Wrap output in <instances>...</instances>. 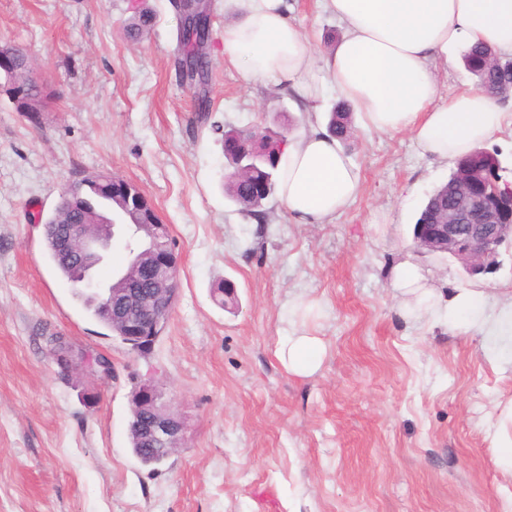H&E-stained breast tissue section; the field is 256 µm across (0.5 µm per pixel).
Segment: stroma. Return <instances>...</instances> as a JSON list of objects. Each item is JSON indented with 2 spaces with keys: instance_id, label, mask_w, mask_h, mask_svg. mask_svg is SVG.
I'll use <instances>...</instances> for the list:
<instances>
[{
  "instance_id": "obj_1",
  "label": "stroma",
  "mask_w": 512,
  "mask_h": 512,
  "mask_svg": "<svg viewBox=\"0 0 512 512\" xmlns=\"http://www.w3.org/2000/svg\"><path fill=\"white\" fill-rule=\"evenodd\" d=\"M290 19L329 52L336 20L317 0ZM154 23L137 39L138 12ZM238 14L213 0L206 53L209 127L174 67L169 0H0V45L25 46L53 98L38 118L0 96V512H512V327L461 332L448 296L512 302V251L468 277L421 252L413 226L451 163L411 135L355 127L344 151L361 174L355 201L328 224H296L278 198L259 224L224 194L217 125L326 121L337 99L300 112L287 91L248 83L224 62ZM137 185L180 259L177 294L151 353L108 337L76 303L44 247L38 216L79 176ZM410 260L432 285L425 303L392 285ZM235 284L227 309L211 296ZM318 338L309 376L276 357L283 336ZM102 353L112 376L67 373L46 338ZM153 377L186 422L157 469L131 451L136 380Z\"/></svg>"
}]
</instances>
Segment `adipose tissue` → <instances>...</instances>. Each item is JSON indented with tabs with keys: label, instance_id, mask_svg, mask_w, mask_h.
Instances as JSON below:
<instances>
[{
	"label": "adipose tissue",
	"instance_id": "ef3b65f1",
	"mask_svg": "<svg viewBox=\"0 0 512 512\" xmlns=\"http://www.w3.org/2000/svg\"><path fill=\"white\" fill-rule=\"evenodd\" d=\"M239 18L224 28V61L243 80L270 83L307 104L326 90L348 101L365 128L409 132L422 155L455 161L512 120L488 95L468 88L438 101V64L475 44L512 55V0H322L342 34L322 60L314 39L288 18L286 0H226ZM359 172L326 128L289 139L278 195L295 223L326 224L359 194ZM320 342L283 337L277 357L313 374Z\"/></svg>",
	"mask_w": 512,
	"mask_h": 512
}]
</instances>
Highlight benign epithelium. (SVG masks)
Returning <instances> with one entry per match:
<instances>
[{
  "instance_id": "7a95c632",
  "label": "benign epithelium",
  "mask_w": 512,
  "mask_h": 512,
  "mask_svg": "<svg viewBox=\"0 0 512 512\" xmlns=\"http://www.w3.org/2000/svg\"><path fill=\"white\" fill-rule=\"evenodd\" d=\"M181 23L190 31L203 33L200 43H206L209 26L205 15L197 6L198 0H173ZM21 75V81L0 88V92L27 103L25 112L34 118L43 108L32 97L36 90L44 89L32 76V63L22 59L8 46H0V73ZM241 171L259 162L264 156L246 145L235 149ZM512 201V179L507 176L491 177L483 172L463 168L455 171L453 196L448 208L439 212L433 224H416L413 238L416 247L433 256L452 258L460 263L471 277L495 272L499 266L501 246L512 243V223L499 222L495 201ZM79 247L77 264L78 283L84 288L102 293L101 310L113 323L119 325L124 344L139 355H147L162 334L166 322L161 305H169L175 293L166 289L159 295L153 288L102 287L93 278V269L103 263L112 248L114 230L108 220L94 224H76ZM143 246L153 253L140 269H147L150 280L162 276L176 282L178 257L172 251L161 252L155 243L159 237H168L166 225L159 222L156 212H150L148 223L139 226ZM132 403L141 411L137 430L144 444L151 449L168 452L180 447L186 424L164 401L160 386L152 379L138 382L132 391Z\"/></svg>"
}]
</instances>
